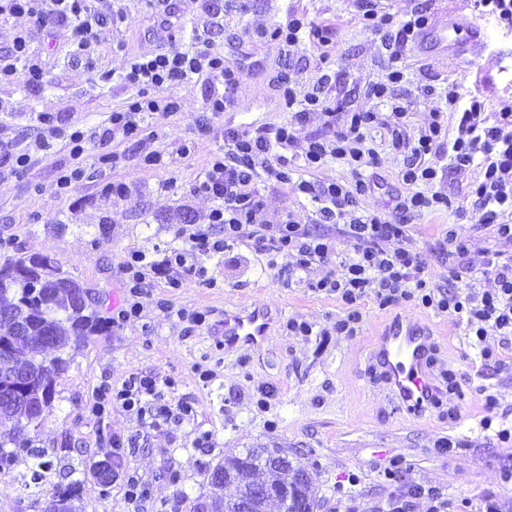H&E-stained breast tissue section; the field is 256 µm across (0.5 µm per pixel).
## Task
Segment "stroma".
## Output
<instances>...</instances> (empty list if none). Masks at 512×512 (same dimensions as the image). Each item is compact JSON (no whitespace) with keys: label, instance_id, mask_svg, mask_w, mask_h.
<instances>
[{"label":"stroma","instance_id":"35a3bbf8","mask_svg":"<svg viewBox=\"0 0 512 512\" xmlns=\"http://www.w3.org/2000/svg\"><path fill=\"white\" fill-rule=\"evenodd\" d=\"M103 11L122 10L125 22L97 29L90 56H71L70 49L50 33L36 35L35 54L44 68L37 91L0 85V141L12 142L30 155L23 169L0 176V262L18 254H49L64 270L90 286L97 310L110 328L73 348L72 363L58 379L52 413L45 416L35 445L44 449L53 468L35 478L39 460L18 455L0 472V512H40L69 481L81 483L79 512H194L206 493V465L249 448H281L300 456L313 476L321 512H382L389 497L419 485L479 503L482 494L497 495L512 506V483L503 482L512 469V447L505 448L480 427L485 394L497 396L501 422L512 425V336L492 337L498 357L481 360L468 344L467 328L448 317L411 305L379 309L373 301L361 306L363 326L355 336L337 334L343 314L334 297L313 292L310 280L325 268L289 277L288 256L277 266L266 264V244L251 240L231 244L205 257L208 281L180 274L172 288L164 276H152V288L139 318L121 321L124 300L123 262L137 250L148 261L161 262L181 246L178 230L186 217L205 223L215 203L190 188L212 156L224 150L228 129L254 132L288 122L279 81L299 91L319 90L334 121L320 113L296 128L297 141L333 136L348 113L374 110V84L391 69L403 79L390 93L403 107L411 132L424 129L444 108L442 87L457 82L464 93L490 103H512V29L479 11L475 0H378L382 13L405 19L417 8L428 16L460 11L486 32L483 47L458 57L451 49L421 53L415 43H399L387 51L378 33L359 19L354 0H247L237 9L224 0L220 15L210 16L209 0H165L161 8L174 13L169 37L176 42L202 40L223 53L225 63L239 71L240 81L230 109L206 119L210 85L197 80L180 90V109L156 115L153 134H141L118 145L90 144L74 158L63 138L69 126L94 128L130 94L120 75L136 57L154 54L161 46L152 20L159 6L152 0H101ZM300 17L309 27L327 32L329 44L310 36L280 50L270 34L288 18ZM115 72L107 83H95L101 69ZM335 81H328V74ZM60 118L57 130L38 121L39 114ZM194 143L190 155L183 144ZM162 154L158 166H146L142 155ZM116 160H109V153ZM81 166L83 178L68 194H59L56 180L65 169ZM476 170L453 172L436 188L459 202V212L425 213L413 218L408 234L420 253L432 286L456 285L442 235L454 226L468 247L466 260L483 269L488 253L512 260V241L493 227L477 223L467 192ZM128 185V194L113 198L112 183ZM265 223H281L288 212H301L303 197L294 185L266 180L260 189ZM256 304L273 317L261 349L221 347L224 312ZM203 314L205 323L194 320ZM427 321L438 334V372L455 376L458 391L439 407L415 418L401 410L368 359L375 328L393 315ZM305 321L317 333L289 335L287 324ZM209 381H200V371ZM174 381L166 397L193 403V421L149 428L137 415L116 409L98 421L91 413L97 390L121 384L131 374ZM211 436L205 448L192 447L195 432ZM120 443L121 467L109 490L91 475L106 440ZM458 442L453 451L443 441ZM400 460L396 482H387L383 467ZM148 482L147 499L126 498L128 476Z\"/></svg>","mask_w":512,"mask_h":512}]
</instances>
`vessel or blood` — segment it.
Wrapping results in <instances>:
<instances>
[{"label": "vessel or blood", "instance_id": "vessel-or-blood-1", "mask_svg": "<svg viewBox=\"0 0 512 512\" xmlns=\"http://www.w3.org/2000/svg\"><path fill=\"white\" fill-rule=\"evenodd\" d=\"M485 33L473 20L441 13L417 35L422 52L451 46L466 54L483 43ZM272 317L264 307H237L224 313L225 349L260 348ZM436 339L422 321L401 316L381 323L370 340V357L397 402L413 416H420L438 396L434 376Z\"/></svg>", "mask_w": 512, "mask_h": 512}]
</instances>
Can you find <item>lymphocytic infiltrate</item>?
<instances>
[{
  "label": "lymphocytic infiltrate",
  "instance_id": "lymphocytic-infiltrate-1",
  "mask_svg": "<svg viewBox=\"0 0 512 512\" xmlns=\"http://www.w3.org/2000/svg\"><path fill=\"white\" fill-rule=\"evenodd\" d=\"M359 8L364 21L376 22L382 44L388 49L427 21L421 9L398 23L392 14H378L372 0H360ZM18 17L28 18L32 28L63 36L75 55L91 52L96 30L105 20L97 0H0L1 21ZM30 30L19 31L12 46L0 52V84L19 83L33 90L40 87L44 71L33 57ZM197 77L215 85L207 99L208 111L221 112L231 106L236 73L225 65L223 55L210 47L189 48L168 42L151 57L135 60L123 76L131 90L125 104L112 111L103 127L92 131L72 127L66 140L70 153L81 156L91 139L102 143L128 139L143 129L147 116L178 111L180 102L174 88ZM402 77L401 70H392L386 82L374 87L378 111L350 113L346 127L332 138L310 137L301 143L296 140L295 125L323 109L324 102L317 92L301 93L282 84L281 97L292 114L291 123L254 133L225 131L223 154L209 161L192 187L194 193L212 199L215 206L206 224L190 223L180 228L183 245L171 249L165 266L203 278L208 273L204 256L223 252L231 242L266 239L274 252L292 256L289 275L330 265V272L311 282L310 287L315 293L336 297L343 305L345 315L336 322L337 333L356 335L364 300H373L383 310L410 303L464 323L471 347L482 359H492L495 350L490 337L512 335V261L487 256L486 270L495 282L489 289L481 288L469 266L464 269L465 286L431 287L420 254L409 242L407 226L383 221L380 210L360 208L359 200L378 186L372 132L384 128L391 148L403 158L399 182L404 191L395 202L404 216L453 209L454 199L436 191V182L448 172L475 167L479 175L468 195L479 222L494 226L498 236L512 239V104L488 106L452 82L441 93L445 112L434 113L428 126L414 134L404 121L401 106L389 94L390 85ZM148 87L165 88L169 94L153 98L144 93ZM293 145L300 148L301 169L336 161L349 166L353 173L352 179L327 185L303 178L297 184L298 191L312 203L315 223L340 226L349 243L344 254H337L331 237L312 234L296 214H289L279 224H267L262 219L259 185L266 175L289 181L287 167L272 166L271 161L276 150ZM155 269L141 252H129L124 262L126 305L119 313L121 319L140 316ZM115 408L140 416L150 411L155 418L175 424L191 421L194 416L188 405L162 403L155 379L139 374L98 391L93 414L101 418Z\"/></svg>",
  "mask_w": 512,
  "mask_h": 512
}]
</instances>
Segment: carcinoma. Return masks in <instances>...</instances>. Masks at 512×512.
I'll return each instance as SVG.
<instances>
[{
	"label": "carcinoma",
	"mask_w": 512,
	"mask_h": 512,
	"mask_svg": "<svg viewBox=\"0 0 512 512\" xmlns=\"http://www.w3.org/2000/svg\"><path fill=\"white\" fill-rule=\"evenodd\" d=\"M30 293L29 284L23 279L13 281L7 288L0 285V307L13 309L15 317L28 324L33 334L50 337L55 348L53 368L46 380L38 379L29 384L21 402L10 404L0 401V423H23L35 431L41 425L35 412L52 411L57 379L69 368L70 359L63 357L64 347L71 342L84 344L89 337L109 329V326L93 308L89 287L64 271L44 286L41 300L29 298ZM278 452L280 449L273 448L262 455L256 450H249L218 462L207 471L205 480L209 495L199 504L197 512H232L231 503L224 500L223 485L214 481L217 473L237 480L241 497L251 496L252 485L257 481L278 490H288V499L282 504L284 512H298L302 497L316 499L313 480L305 478L300 469L270 464V457ZM75 497L77 482L74 481L62 494L47 502L42 512H54L52 507L58 504L62 506L61 512H76Z\"/></svg>",
	"instance_id": "cac0c4a2"
}]
</instances>
